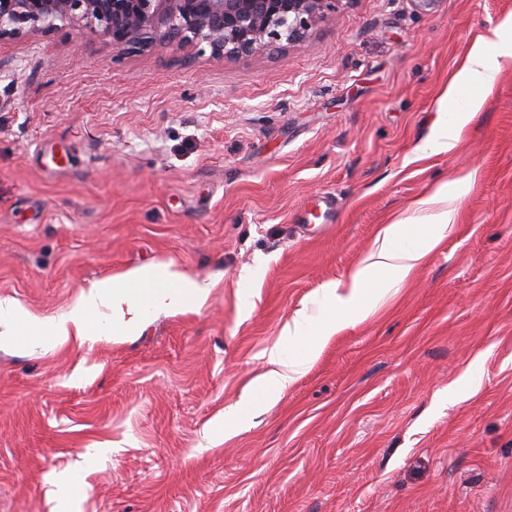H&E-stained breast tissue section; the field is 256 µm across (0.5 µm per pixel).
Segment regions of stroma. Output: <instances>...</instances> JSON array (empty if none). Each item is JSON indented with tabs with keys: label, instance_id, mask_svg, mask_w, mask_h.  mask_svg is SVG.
I'll use <instances>...</instances> for the list:
<instances>
[{
	"label": "stroma",
	"instance_id": "stroma-1",
	"mask_svg": "<svg viewBox=\"0 0 512 512\" xmlns=\"http://www.w3.org/2000/svg\"><path fill=\"white\" fill-rule=\"evenodd\" d=\"M509 16L338 0L305 46L224 60L65 22L0 39V299L57 318L152 265L213 283L119 340L0 344V512H56L64 471L74 512H512V62L419 155ZM465 175L426 263L225 433L294 311ZM495 39L486 40L475 45L467 54L463 64L450 83L445 94L448 110L454 115L440 125L435 137L425 146L424 153L427 155L438 154L449 151L459 139L462 128L468 123L475 110L481 104L484 95L494 85L501 70V61L511 60L512 54L500 52L497 49L507 44L512 35V19L507 18L497 25L494 30ZM462 88L470 89L474 96L469 99V108L466 111H459L456 108V97ZM467 183L465 180H458L448 184V182L440 185L434 194L425 199H422L416 203L418 209L425 210L427 206L441 202L447 201L448 195H452L455 199H460L465 194Z\"/></svg>",
	"mask_w": 512,
	"mask_h": 512
}]
</instances>
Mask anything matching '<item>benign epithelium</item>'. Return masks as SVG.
<instances>
[{
	"label": "benign epithelium",
	"mask_w": 512,
	"mask_h": 512,
	"mask_svg": "<svg viewBox=\"0 0 512 512\" xmlns=\"http://www.w3.org/2000/svg\"><path fill=\"white\" fill-rule=\"evenodd\" d=\"M338 0H0V39L66 22L115 50L207 44L217 59L302 46Z\"/></svg>",
	"instance_id": "obj_1"
}]
</instances>
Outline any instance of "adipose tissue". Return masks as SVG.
Wrapping results in <instances>:
<instances>
[{
  "label": "adipose tissue",
  "mask_w": 512,
  "mask_h": 512,
  "mask_svg": "<svg viewBox=\"0 0 512 512\" xmlns=\"http://www.w3.org/2000/svg\"><path fill=\"white\" fill-rule=\"evenodd\" d=\"M511 41L509 18L495 27L493 39L470 50L445 94L448 107L454 108L455 113L439 126L425 146V154H438L453 147L473 110L497 79L501 70L500 47ZM464 88L470 89L472 96L468 110L459 111L455 108L456 98ZM452 230L446 212L425 223L400 219L383 225L374 252L362 265L346 278L321 288L317 312L302 308L285 322L278 343L265 353L267 371L250 384L244 400L225 409V430H232L246 415L287 389L334 335L366 318ZM209 291V282L166 267L146 268L95 282L82 290L73 308L60 318L39 319L5 299L0 300V318L11 320L34 345L44 336L61 344H81L101 336L116 339L141 331L150 312L201 305Z\"/></svg>",
  "instance_id": "ef3b65f1"
}]
</instances>
